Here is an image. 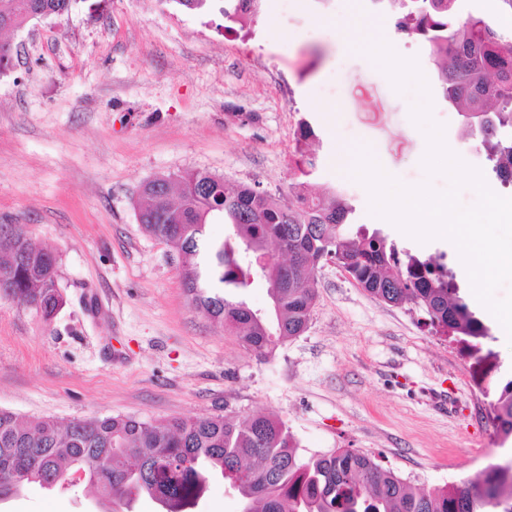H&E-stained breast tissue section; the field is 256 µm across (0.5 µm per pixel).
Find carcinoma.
<instances>
[{
	"mask_svg": "<svg viewBox=\"0 0 512 512\" xmlns=\"http://www.w3.org/2000/svg\"><path fill=\"white\" fill-rule=\"evenodd\" d=\"M73 0H0V24L20 29L43 13H69ZM226 30L245 27L258 0H225ZM400 6L397 34L419 38L437 68L444 101L462 117L463 138H478L484 159L504 186L512 185V33L488 18L460 20L457 0H371ZM316 160L299 150L288 205L263 191L206 171L144 183L138 221L182 256L190 302L259 354L273 351L307 328L316 300L313 272L329 253L366 292L409 304L424 324L479 351L483 322L458 295L447 264L398 245L381 230L353 223L342 189L321 193L312 182ZM231 226L220 241L209 223ZM23 234L0 233V292L42 310L65 304L57 258L49 248H25ZM288 255V280L274 289V324L258 319L242 299L255 279H268L257 251ZM497 433L512 437V379L493 402ZM81 470L112 504L130 512L148 497L162 512H193L210 482L222 479L247 512H512V464L493 465L476 484L421 491L374 457L345 449L303 457L282 418L256 414L173 417L149 423L123 417L22 420L0 410V501L30 483L64 487L57 476ZM25 479L16 480L18 472Z\"/></svg>",
	"mask_w": 512,
	"mask_h": 512,
	"instance_id": "cac0c4a2",
	"label": "carcinoma"
}]
</instances>
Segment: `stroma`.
I'll use <instances>...</instances> for the list:
<instances>
[{
  "label": "stroma",
  "instance_id": "35a3bbf8",
  "mask_svg": "<svg viewBox=\"0 0 512 512\" xmlns=\"http://www.w3.org/2000/svg\"><path fill=\"white\" fill-rule=\"evenodd\" d=\"M382 37L417 58L435 121L488 186L512 198L479 141L436 90L420 40L371 0H259L224 27V0H74L68 14L0 33L20 53L0 76V226L57 255L65 306L44 319L0 295V409L61 421L273 414L303 455L352 449L417 488H445L512 459L490 403L512 378L495 323L480 354L429 330L410 306L365 292L335 261L317 270L307 329L258 356L189 303L177 253L136 216L143 184L205 170L287 202L300 120L317 138V181L343 185L356 223L426 256L456 249L379 224L366 189L334 163L337 141L368 146L403 183L424 181L415 92H395L360 47ZM338 105L328 121L324 105ZM87 483L26 486L0 512H105Z\"/></svg>",
  "mask_w": 512,
  "mask_h": 512
}]
</instances>
